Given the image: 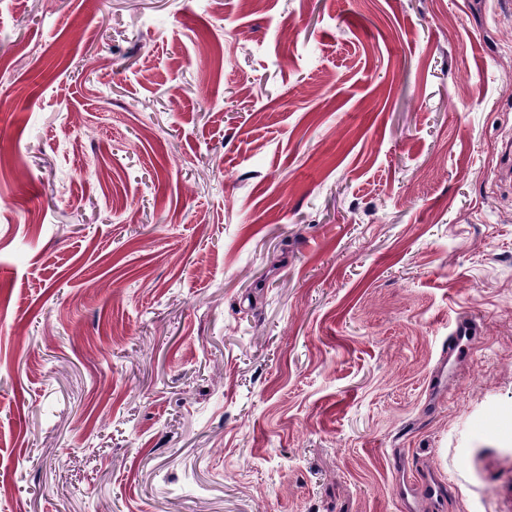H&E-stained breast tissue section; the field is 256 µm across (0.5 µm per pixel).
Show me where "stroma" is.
<instances>
[{"instance_id":"35a3bbf8","label":"stroma","mask_w":512,"mask_h":512,"mask_svg":"<svg viewBox=\"0 0 512 512\" xmlns=\"http://www.w3.org/2000/svg\"><path fill=\"white\" fill-rule=\"evenodd\" d=\"M508 143L496 0H0V512H512ZM475 327L469 321L461 319L457 322L455 329L448 336V344L444 347L445 355L444 358L448 362L454 358V361H458L463 355V344L461 336H472Z\"/></svg>"}]
</instances>
